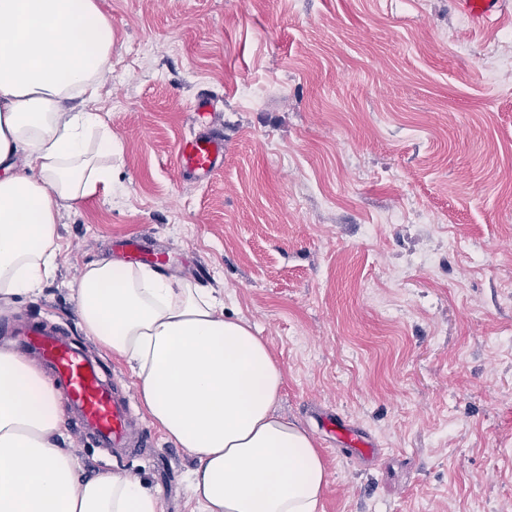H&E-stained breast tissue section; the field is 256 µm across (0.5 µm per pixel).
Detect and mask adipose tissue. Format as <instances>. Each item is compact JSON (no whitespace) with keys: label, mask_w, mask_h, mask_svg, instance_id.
Wrapping results in <instances>:
<instances>
[{"label":"adipose tissue","mask_w":512,"mask_h":512,"mask_svg":"<svg viewBox=\"0 0 512 512\" xmlns=\"http://www.w3.org/2000/svg\"><path fill=\"white\" fill-rule=\"evenodd\" d=\"M111 68L97 0H0L1 303L54 278L62 212L116 180L123 145L83 107ZM76 306L84 334L128 364L152 422L192 455L190 512H320L326 467L276 411L283 371L214 290L107 261L84 269ZM62 423L49 376L0 346V512H161L138 477L85 474Z\"/></svg>","instance_id":"ef3b65f1"}]
</instances>
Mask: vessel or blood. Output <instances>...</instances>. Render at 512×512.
<instances>
[{"mask_svg": "<svg viewBox=\"0 0 512 512\" xmlns=\"http://www.w3.org/2000/svg\"><path fill=\"white\" fill-rule=\"evenodd\" d=\"M453 4L471 25L480 28L495 20L505 0H453ZM193 111L202 130L182 137L176 154L183 171L204 181L224 164V139L204 130L212 112L209 99H198ZM8 333L14 336L16 348L36 355L50 368L67 419L79 422L97 447L109 451L126 441L137 425L130 399L114 391L101 363L72 342L65 328L51 330L44 321L33 320L12 324Z\"/></svg>", "mask_w": 512, "mask_h": 512, "instance_id": "vessel-or-blood-1", "label": "vessel or blood"}]
</instances>
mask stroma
<instances>
[{
  "mask_svg": "<svg viewBox=\"0 0 512 512\" xmlns=\"http://www.w3.org/2000/svg\"><path fill=\"white\" fill-rule=\"evenodd\" d=\"M100 4L112 69L89 107L123 144L119 177L63 212L54 278L0 318L82 336L80 272L141 236L155 270L216 289L269 344L277 409L326 466L321 512H512V68L481 72L512 58V0L484 28L450 0ZM203 92L226 148L200 182L176 145ZM109 365L142 446L110 456L69 425L66 447L189 512L192 458L144 414L129 366ZM325 415L378 454L326 433Z\"/></svg>",
  "mask_w": 512,
  "mask_h": 512,
  "instance_id": "1",
  "label": "stroma"
}]
</instances>
